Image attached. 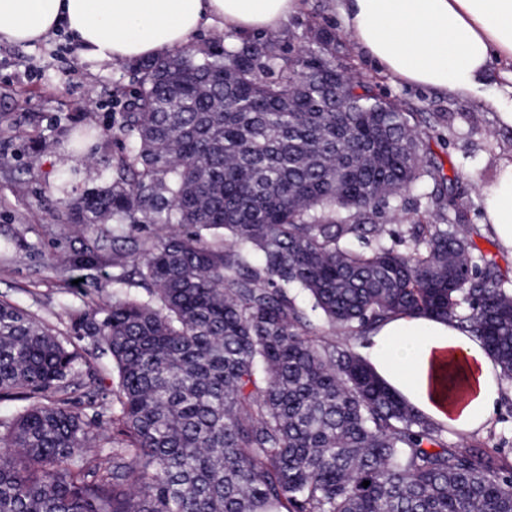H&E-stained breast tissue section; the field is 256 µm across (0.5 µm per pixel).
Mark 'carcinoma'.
<instances>
[{
  "mask_svg": "<svg viewBox=\"0 0 512 512\" xmlns=\"http://www.w3.org/2000/svg\"><path fill=\"white\" fill-rule=\"evenodd\" d=\"M314 47L227 35L139 63L112 182L65 200L89 237L49 265L146 289L86 301L112 425L65 398L77 356L0 300V512H512V470L410 409L354 344L398 313L450 318L512 380V278L477 251L412 112ZM398 250L374 206L419 187ZM126 246L112 249L111 240ZM366 248L359 250L354 242ZM325 321L339 337L313 335ZM369 485L362 486L363 482Z\"/></svg>",
  "mask_w": 512,
  "mask_h": 512,
  "instance_id": "carcinoma-1",
  "label": "carcinoma"
}]
</instances>
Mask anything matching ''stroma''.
<instances>
[{
  "label": "stroma",
  "instance_id": "1",
  "mask_svg": "<svg viewBox=\"0 0 512 512\" xmlns=\"http://www.w3.org/2000/svg\"><path fill=\"white\" fill-rule=\"evenodd\" d=\"M303 11L279 29L284 41L306 35L310 25H328L336 34V54L351 76L377 83L380 93L416 112L440 120L423 136L451 178L463 223L477 247L512 275V253L500 246L483 221L482 186L496 179L512 158V128L501 126L495 104L505 80L491 72L470 96L398 82L350 39L333 0H304ZM58 34L25 45H0V300L36 313L62 339L72 340L78 360L69 378V396L78 407L94 402L101 420L112 415L118 377L110 358L91 356L89 340L71 337L69 313L88 298L112 294L113 269L89 277L71 270L57 276L50 254L78 247V235L64 229L63 196H79L91 184L112 179L118 149L92 146L63 160L62 146L73 123L108 128L128 90V65H102L68 49ZM473 444L512 465V382L503 391L492 424L472 436Z\"/></svg>",
  "mask_w": 512,
  "mask_h": 512
}]
</instances>
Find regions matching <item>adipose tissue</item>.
I'll return each mask as SVG.
<instances>
[{
	"label": "adipose tissue",
	"instance_id": "1",
	"mask_svg": "<svg viewBox=\"0 0 512 512\" xmlns=\"http://www.w3.org/2000/svg\"><path fill=\"white\" fill-rule=\"evenodd\" d=\"M303 0H0V42L64 34L99 63L147 60L185 47L201 30L279 29ZM357 46L394 78L456 94L473 92L492 64L510 96L499 118L512 127V0H336ZM484 220L512 252V159L482 189ZM375 375L415 412L469 435L499 407L501 369L479 337L453 320L394 315L369 334Z\"/></svg>",
	"mask_w": 512,
	"mask_h": 512
}]
</instances>
